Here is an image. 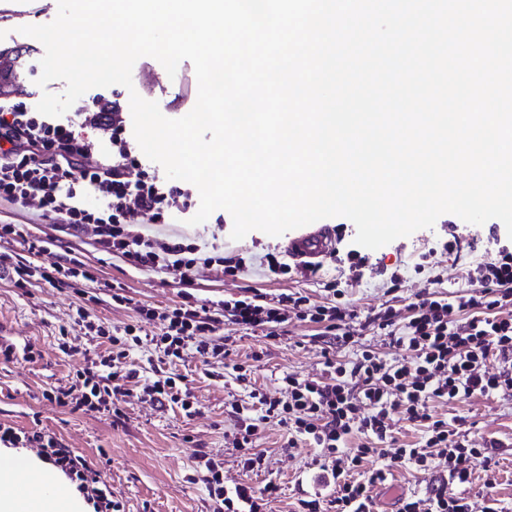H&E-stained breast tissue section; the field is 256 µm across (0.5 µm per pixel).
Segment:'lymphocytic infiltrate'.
Segmentation results:
<instances>
[{
  "instance_id": "lymphocytic-infiltrate-1",
  "label": "lymphocytic infiltrate",
  "mask_w": 512,
  "mask_h": 512,
  "mask_svg": "<svg viewBox=\"0 0 512 512\" xmlns=\"http://www.w3.org/2000/svg\"><path fill=\"white\" fill-rule=\"evenodd\" d=\"M77 109L91 113L93 131L109 142L96 161H89L88 143L71 119L29 111L20 101L0 100V199L19 209L38 202L43 219L76 232L92 231L99 250L138 268L170 274L187 289L198 265L221 263L226 273H234V266L225 265L221 255L175 240L160 243L131 229L127 217L133 212L164 223L175 192L149 176L126 147V122L111 102L93 95L81 99ZM91 190L106 198L100 212L83 205L84 195ZM474 273L475 290L448 297L436 289L440 277H433V289L416 295L405 321L392 306L359 317L344 303V292L338 288L328 306L312 304L298 293L231 297L209 306L187 292L177 306L142 307L138 313L158 325L156 346L169 363L192 353L209 369H226L240 382L247 379L245 366L224 362L233 342L221 333L227 324L241 332L260 330L274 337L293 314L323 324L329 348L352 350L347 360L326 358L320 379L284 376V396L254 389L246 400L233 405L239 416L234 447L244 471L263 470L265 456L256 443L271 422L287 427L289 443L301 439L315 448L313 465L320 478L333 484V495L328 499L302 495L297 512H375L374 489L385 484L392 468L402 466L436 470L441 479L425 496L402 495L398 512H469L460 490L470 484L477 465L491 460L494 449L473 445L447 420L437 418L431 404L512 391V246L498 245L495 253L476 261ZM3 279L23 288L34 279L63 286L77 279L92 282L96 276L71 258L32 267L6 265L0 256ZM462 315L467 318L463 324L458 321ZM360 324L383 332L389 353L359 346L356 327ZM96 333L108 339L107 353L76 369L67 385L48 392L49 402L74 412H108L120 388L139 379L132 359L141 343L136 326L124 327L119 335L108 334L100 326ZM492 360L499 364L494 373L488 368ZM135 395L163 408L178 407L189 418L197 413L185 377L178 373L136 387ZM398 416L420 427V441L395 449L388 465L365 469L367 458L391 439ZM355 433L361 442L348 447ZM31 445L46 464L86 493L94 512H119L120 502L113 500L109 486L99 483L93 463L84 456L44 432L0 425V446ZM194 458L204 471L202 482L215 504L214 512H265L278 490L271 482L261 488L246 482L226 485L223 462L202 451L195 452Z\"/></svg>"
}]
</instances>
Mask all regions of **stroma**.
I'll return each mask as SVG.
<instances>
[{
	"mask_svg": "<svg viewBox=\"0 0 512 512\" xmlns=\"http://www.w3.org/2000/svg\"><path fill=\"white\" fill-rule=\"evenodd\" d=\"M57 11V0H0V44L24 48L15 82L22 90L23 100L34 105L44 92L63 93L65 84L56 80L47 88L38 86L44 51L38 48L36 39L21 34L20 28L49 23ZM132 81L129 88L113 85L102 90L105 97L119 104L121 112H129L130 95L134 92L157 102L169 118L186 115L196 103L198 85L190 61H182L171 78L157 60L140 58L133 67ZM175 186L181 195L167 223L154 224L148 216L137 214L132 217L131 226L160 240L177 239L187 245L207 246L215 253L243 260V271L232 276L215 264L198 267L191 293L203 303L256 293L275 296L299 292L312 302L324 304L332 297L326 285L336 280L346 300L359 311L376 310L388 303L401 309L427 288L431 275L441 277V292L470 290L473 262L489 254L495 238L507 235L499 220L478 226L444 214L433 228L417 230L376 250L362 249L367 262L357 271L347 256L355 246V225L344 217L325 218L318 225L337 231L336 258L324 260L316 276L310 278L273 276L264 270L262 257L272 252L287 258L289 234L273 237L254 230L235 241L230 237L233 220L228 214L219 222L211 218L196 226L187 225L188 215L199 209V191L186 181H176ZM0 224L21 227L20 238L0 243V253L9 255L12 261L38 265L50 262L52 256L66 255L85 263L97 277L93 283L81 280L62 288L45 282L17 288L0 280V326L8 332L10 342L31 348L35 355L31 362L0 361L1 424L24 431L44 429L94 463L100 456L110 457V465L101 466L100 477L111 485L124 512H213L214 504L204 485L193 479V453L197 450L223 460L225 483L246 481L257 487L269 481L277 483L279 494L270 500L267 512H292L301 491L314 487V448L304 442L289 447L286 431L269 424L258 442L267 456V468L258 474H246L232 446L235 415L231 403L242 399L241 388L233 380L206 377L197 356L155 369L146 363L155 353L153 345H143L135 353L143 366L142 381L153 380L160 371L186 375L188 389L199 408L198 415L190 419L179 410H161L122 393L115 401L122 412L118 418L74 412L45 400V391L66 383L69 374L83 366L85 355L104 351L108 346L106 339L78 323V308H85L91 322L121 327L138 322V307L179 304L184 290L171 275L140 270L101 252L90 236L68 234L59 225L41 220L36 210L18 212L0 202ZM453 231L460 238L459 247L450 253L440 250V242L448 240ZM33 240L49 242V254L30 251L28 244ZM425 252L430 255V270L425 275L415 274L413 264ZM394 275L402 280L400 288L391 286ZM101 282L120 288L129 298V305H115L110 297L100 294L97 285ZM322 331L319 324L293 319L277 338L270 339L259 332L237 338L227 360L240 363L252 352H259L261 358L252 367L251 382L276 396L283 374L321 377L325 361ZM431 410L440 418L464 417L463 432L475 445L493 439L500 443L494 458L497 485L487 489L483 469L475 470L465 492L471 512H481L490 493L512 501V394L488 399L477 396L454 404L435 402ZM437 479L432 472L393 469L388 482L374 490L379 512H395L400 495H424Z\"/></svg>",
	"mask_w": 512,
	"mask_h": 512,
	"instance_id": "stroma-1",
	"label": "stroma"
}]
</instances>
